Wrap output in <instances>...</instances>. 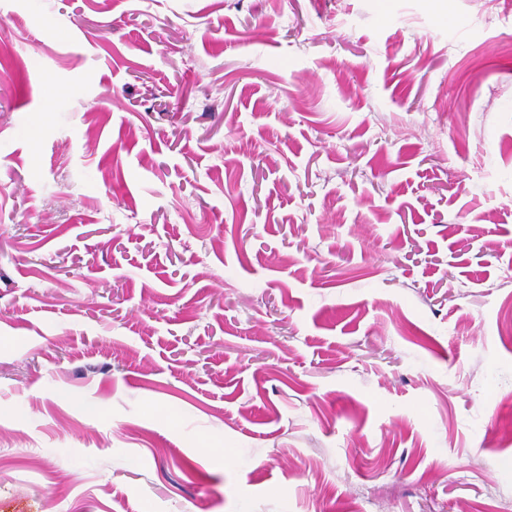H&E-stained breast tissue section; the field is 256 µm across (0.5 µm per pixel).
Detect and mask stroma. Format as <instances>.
Listing matches in <instances>:
<instances>
[{"instance_id":"35a3bbf8","label":"stroma","mask_w":512,"mask_h":512,"mask_svg":"<svg viewBox=\"0 0 512 512\" xmlns=\"http://www.w3.org/2000/svg\"><path fill=\"white\" fill-rule=\"evenodd\" d=\"M0 512H512V0H0Z\"/></svg>"}]
</instances>
